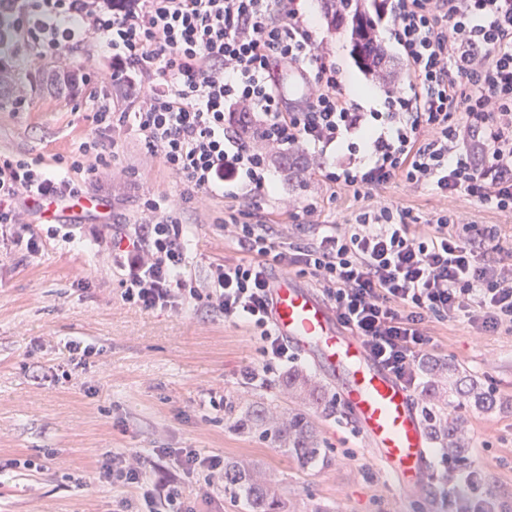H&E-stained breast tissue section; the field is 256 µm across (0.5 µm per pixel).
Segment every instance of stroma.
Returning a JSON list of instances; mask_svg holds the SVG:
<instances>
[{"label": "stroma", "mask_w": 512, "mask_h": 512, "mask_svg": "<svg viewBox=\"0 0 512 512\" xmlns=\"http://www.w3.org/2000/svg\"><path fill=\"white\" fill-rule=\"evenodd\" d=\"M321 50L335 60L346 81H357L385 96V86L356 66L346 30H330L320 0H304ZM104 58L97 53H64L60 60L31 64L25 55L0 53V68L14 73L29 91L24 111L0 105V153L27 159L70 156L91 136L93 112L107 107L125 111L135 90L102 78ZM86 73L91 77L76 96L56 95L41 81L46 69ZM122 149L113 163L112 180L93 181L89 192L103 199L107 213L135 222L141 194L148 191L182 205L185 184L159 160L144 158L135 132L119 129ZM272 178L278 199L263 202L267 224L291 223L280 198L321 199L322 219L349 224L357 202L330 197L313 173ZM377 198L427 219L440 206L435 191L396 181ZM231 197L186 212L188 237L198 275L210 265L240 259L220 228ZM28 254L0 239V512H120L134 492L113 488L100 476L112 455L140 452L154 456L161 448H194L201 456L247 466L270 486L282 512H451L448 490L467 469L486 475L484 489L501 512H512V337L482 336L466 323L434 324L427 360L440 364L425 372L413 394L418 408H447L462 422L467 463L451 459L445 443L434 442L437 478L405 497L383 476L372 453L346 416L335 406L336 388L308 359L295 357L291 368H278L267 382L243 384L240 373L261 359L260 342L242 323L206 315L195 304L178 310H143L121 298L112 258L89 242L48 238ZM87 346L79 357L69 341ZM306 378L297 390L286 388L289 369ZM477 380L490 399L452 397L449 382ZM220 390L238 410L267 405L275 415L307 413L316 432L320 456L304 464L285 442L229 429L223 412L208 404L210 390ZM330 409H323V402ZM19 467H11V460ZM32 467H23V460ZM181 491L196 512H244L242 496L224 491L223 483L206 488L198 474L182 475Z\"/></svg>", "instance_id": "35a3bbf8"}]
</instances>
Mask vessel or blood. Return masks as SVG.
<instances>
[{
    "instance_id": "b4317fda",
    "label": "vessel or blood",
    "mask_w": 512,
    "mask_h": 512,
    "mask_svg": "<svg viewBox=\"0 0 512 512\" xmlns=\"http://www.w3.org/2000/svg\"><path fill=\"white\" fill-rule=\"evenodd\" d=\"M271 293L277 333L335 385L339 403L397 490L407 496L423 489L433 472L431 445L409 390L290 273L278 276Z\"/></svg>"
}]
</instances>
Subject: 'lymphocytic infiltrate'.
<instances>
[{
  "label": "lymphocytic infiltrate",
  "instance_id": "f902f5d3",
  "mask_svg": "<svg viewBox=\"0 0 512 512\" xmlns=\"http://www.w3.org/2000/svg\"><path fill=\"white\" fill-rule=\"evenodd\" d=\"M391 37L409 73L391 90L388 114L353 111L339 69L319 50L298 0H0L14 43L36 57H58L95 44L110 77L147 85L131 111L94 112V137L80 142L66 167L0 155V236L37 252L28 220L32 197L83 193L86 178L112 167L130 124L148 157L187 187L185 204L202 209L237 186L224 215V238L239 260L211 265L197 277L183 207L145 194L135 223L85 228L62 224L65 241L87 240L112 252L122 299L136 307L178 309L195 301L210 315L245 323L261 342L263 363L241 372L266 380L293 361L270 317L271 288L285 270L310 276L337 321L408 389L420 384V356L434 321H465L478 332L512 335V253L495 224H464L448 205L465 199L512 213V0H394ZM301 74L302 108L290 109L275 66ZM250 116L242 130L240 116ZM361 133L367 164L328 162L337 142ZM301 151L317 159L315 174L332 194L361 206L351 224L321 221L319 197L288 200L296 219L287 234L264 224L259 199L275 158ZM400 180L430 185L445 201L426 223L375 201ZM183 472L205 483L224 470L196 449L113 456L111 483L136 491L139 512H195L180 490Z\"/></svg>",
  "mask_w": 512,
  "mask_h": 512
}]
</instances>
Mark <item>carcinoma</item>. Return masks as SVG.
<instances>
[{
    "label": "carcinoma",
    "instance_id": "carcinoma-1",
    "mask_svg": "<svg viewBox=\"0 0 512 512\" xmlns=\"http://www.w3.org/2000/svg\"><path fill=\"white\" fill-rule=\"evenodd\" d=\"M321 8L331 29L343 27L349 31L352 55L363 71L382 78L389 75L387 55L375 34L367 0H321ZM277 164L291 179L304 171L308 159L299 153L285 154L277 159ZM224 419L238 432L250 433L259 427L261 438L288 441L289 451L303 462L317 457V442L304 413L295 412L286 421L275 422L257 410L239 413L227 402ZM426 419L429 433L437 440L442 441L457 431V418L441 410L429 409ZM224 488L243 494L247 512H280L279 502L254 479L253 474L236 465L224 468Z\"/></svg>",
    "mask_w": 512,
    "mask_h": 512
}]
</instances>
